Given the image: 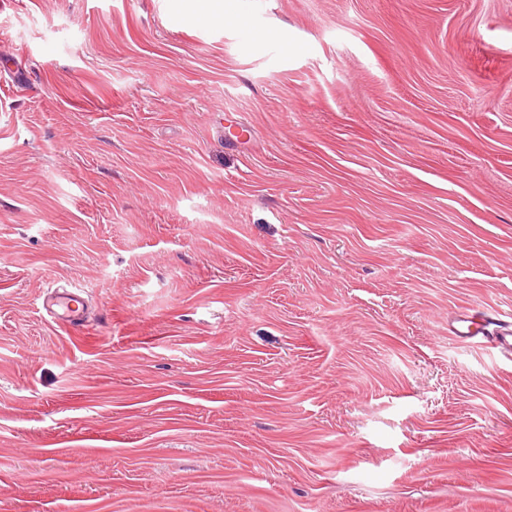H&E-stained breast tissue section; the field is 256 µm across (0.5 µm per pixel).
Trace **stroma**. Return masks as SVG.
Returning a JSON list of instances; mask_svg holds the SVG:
<instances>
[{
    "mask_svg": "<svg viewBox=\"0 0 512 512\" xmlns=\"http://www.w3.org/2000/svg\"><path fill=\"white\" fill-rule=\"evenodd\" d=\"M465 309L512 0H0V512H512ZM52 320L68 329H80L85 311L84 300L76 291L57 288L47 294L43 304Z\"/></svg>",
    "mask_w": 512,
    "mask_h": 512,
    "instance_id": "obj_1",
    "label": "stroma"
}]
</instances>
